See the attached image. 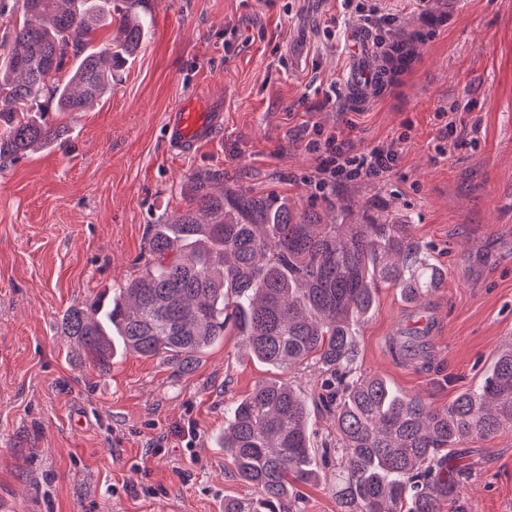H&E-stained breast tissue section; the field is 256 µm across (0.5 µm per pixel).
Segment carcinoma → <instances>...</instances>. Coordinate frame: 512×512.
<instances>
[{
  "instance_id": "obj_1",
  "label": "carcinoma",
  "mask_w": 512,
  "mask_h": 512,
  "mask_svg": "<svg viewBox=\"0 0 512 512\" xmlns=\"http://www.w3.org/2000/svg\"><path fill=\"white\" fill-rule=\"evenodd\" d=\"M145 0H21L0 35V168L65 133L48 112H83L112 91L142 47ZM118 35L97 45L99 30ZM220 172L192 176L187 207L148 226L141 272L62 317L90 366L110 370L116 345L177 370L235 336L283 372L312 360L333 414L339 512H471L470 467L452 451L512 427V342L475 387L444 407L398 393L354 367L357 336L382 288L417 305L445 283L408 224L325 218L279 195L254 197ZM307 401L263 382L225 409L224 457L250 498L224 512H304L295 485L317 478Z\"/></svg>"
}]
</instances>
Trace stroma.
Segmentation results:
<instances>
[{
  "instance_id": "stroma-1",
  "label": "stroma",
  "mask_w": 512,
  "mask_h": 512,
  "mask_svg": "<svg viewBox=\"0 0 512 512\" xmlns=\"http://www.w3.org/2000/svg\"><path fill=\"white\" fill-rule=\"evenodd\" d=\"M380 5L419 55L354 110L342 95L352 20L339 0H148L147 39L111 94L55 113L64 136L0 168V512H221L225 498L253 494L224 458V409L266 380L288 379L306 397L314 447L335 438L314 364L281 373L231 336L183 373L120 353L102 374L64 335L67 308L138 275L148 225L186 206L198 172L302 209L343 202L410 225L447 280L420 308L380 291L358 371L435 407L490 371L512 341V0H434L426 19L417 0ZM228 23L240 44L230 57ZM289 50L304 54L302 71L288 69ZM190 97L223 120L197 153L178 156L163 122ZM453 99L472 101L464 119L479 122V144L442 156L435 112ZM341 113L356 147L406 123L412 139L384 182L317 198L303 181L313 161L291 134ZM424 313L426 358H394L393 341ZM470 448L479 466L463 497L473 512H512V430ZM318 471L299 488L305 510L337 512L336 464Z\"/></svg>"
}]
</instances>
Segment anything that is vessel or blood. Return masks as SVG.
Masks as SVG:
<instances>
[{
  "label": "vessel or blood",
  "mask_w": 512,
  "mask_h": 512,
  "mask_svg": "<svg viewBox=\"0 0 512 512\" xmlns=\"http://www.w3.org/2000/svg\"><path fill=\"white\" fill-rule=\"evenodd\" d=\"M353 64L343 85V94L350 104L366 106L386 86L392 76L366 30L351 28L347 34ZM221 122L212 112L175 111L165 125L169 146L181 154H192L208 142Z\"/></svg>",
  "instance_id": "b4317fda"
}]
</instances>
